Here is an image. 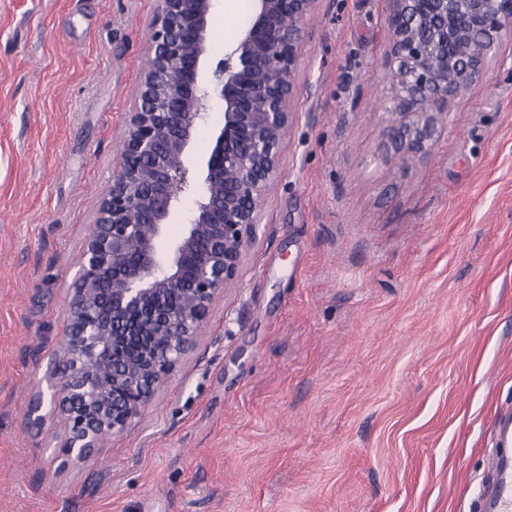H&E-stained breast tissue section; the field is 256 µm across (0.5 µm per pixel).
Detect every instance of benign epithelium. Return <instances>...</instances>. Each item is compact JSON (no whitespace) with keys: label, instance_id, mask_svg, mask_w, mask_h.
Wrapping results in <instances>:
<instances>
[{"label":"benign epithelium","instance_id":"7a95c632","mask_svg":"<svg viewBox=\"0 0 512 512\" xmlns=\"http://www.w3.org/2000/svg\"><path fill=\"white\" fill-rule=\"evenodd\" d=\"M251 23L205 83L213 0H161L149 68L121 132L68 289L67 328L30 399L28 425L65 421L61 468L85 465L123 432L191 351L213 302L238 276L293 122L304 21L318 0H255ZM392 121L403 159L432 151L450 104L483 80L512 0H389ZM224 123L195 168L191 148L215 101ZM180 235L159 245L186 194Z\"/></svg>","mask_w":512,"mask_h":512}]
</instances>
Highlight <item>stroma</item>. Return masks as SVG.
<instances>
[{"mask_svg": "<svg viewBox=\"0 0 512 512\" xmlns=\"http://www.w3.org/2000/svg\"><path fill=\"white\" fill-rule=\"evenodd\" d=\"M160 0H0V512H470L512 408V34L388 149L387 0H320L238 279L140 418L61 468L30 392ZM215 0L208 67L251 21Z\"/></svg>", "mask_w": 512, "mask_h": 512, "instance_id": "35a3bbf8", "label": "stroma"}]
</instances>
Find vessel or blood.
Returning <instances> with one entry per match:
<instances>
[{
    "label": "vessel or blood",
    "mask_w": 512,
    "mask_h": 512,
    "mask_svg": "<svg viewBox=\"0 0 512 512\" xmlns=\"http://www.w3.org/2000/svg\"><path fill=\"white\" fill-rule=\"evenodd\" d=\"M488 471L474 496L475 512H512V411L496 417Z\"/></svg>",
    "instance_id": "obj_1"
}]
</instances>
